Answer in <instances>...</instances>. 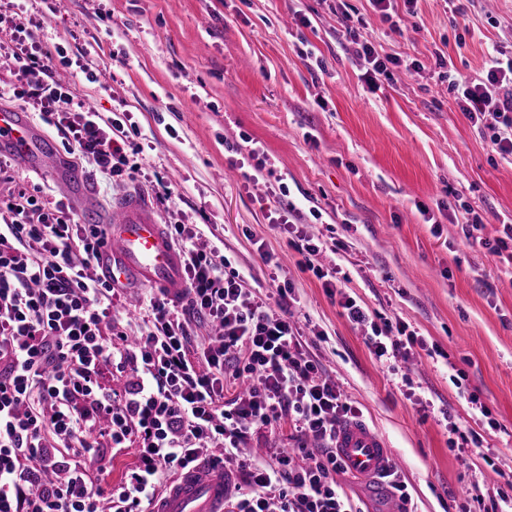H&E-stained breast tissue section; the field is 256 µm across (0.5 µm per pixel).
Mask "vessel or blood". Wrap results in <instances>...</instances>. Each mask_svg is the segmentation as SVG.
<instances>
[{"instance_id": "b4317fda", "label": "vessel or blood", "mask_w": 512, "mask_h": 512, "mask_svg": "<svg viewBox=\"0 0 512 512\" xmlns=\"http://www.w3.org/2000/svg\"><path fill=\"white\" fill-rule=\"evenodd\" d=\"M1 153L11 156L24 172H40L50 162L58 173L70 178L75 198L93 223L104 225L108 235L98 266L101 278L133 279L173 292L183 289L182 258L144 194L129 192L110 210H101L87 183L72 180L73 169L57 145L28 113L16 109H0ZM336 453L346 471L363 479H378L393 467L385 439L358 421L338 426ZM224 496L223 464L204 462L180 476L153 505L152 512H224Z\"/></svg>"}]
</instances>
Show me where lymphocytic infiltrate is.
I'll return each mask as SVG.
<instances>
[{"mask_svg":"<svg viewBox=\"0 0 512 512\" xmlns=\"http://www.w3.org/2000/svg\"><path fill=\"white\" fill-rule=\"evenodd\" d=\"M10 53L18 96L66 140L70 154L109 175L137 173L130 160L141 131L87 110L54 77L58 46L33 41L15 22ZM467 118L491 132L493 150L512 160V55L490 54L486 75L452 79ZM301 269L324 288L336 272L315 264L323 250L290 220ZM183 258L186 287L150 289L133 321L113 318L115 283L93 275L105 233L80 223L61 201L19 190L0 199V512H151L176 476L210 452L237 459L245 486L229 512H357L337 485L336 427L359 416L308 350L285 290L267 303L246 279L199 246L192 224L168 230ZM347 319L369 331L376 357L408 360L419 339L402 322L377 324L346 295ZM122 376L114 387V376ZM291 427L312 446L239 457L250 430ZM117 448L134 459L121 481L102 485Z\"/></svg>","mask_w":512,"mask_h":512,"instance_id":"lymphocytic-infiltrate-1","label":"lymphocytic infiltrate"}]
</instances>
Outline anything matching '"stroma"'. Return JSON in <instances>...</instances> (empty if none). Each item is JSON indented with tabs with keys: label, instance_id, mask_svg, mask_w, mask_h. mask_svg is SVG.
Instances as JSON below:
<instances>
[{
	"label": "stroma",
	"instance_id": "1",
	"mask_svg": "<svg viewBox=\"0 0 512 512\" xmlns=\"http://www.w3.org/2000/svg\"><path fill=\"white\" fill-rule=\"evenodd\" d=\"M344 3L353 28L402 62L376 91L334 0H0V17L30 19L36 38L62 49L55 75L103 117L140 127L135 179L79 166L100 205L141 191L161 223L197 225L263 300L292 288L300 326L323 333L310 352L386 440L405 486L383 500L337 473L359 512H487L490 497H512V269L488 247L512 223V162L460 111L448 79L480 78L491 48L512 52V0H418L397 25L369 0ZM246 142L267 157L255 181ZM165 175L166 202L153 188ZM26 183L72 200L49 167L1 170L0 196ZM284 198L298 229L327 244L318 260L337 268V289L376 322L417 332L409 362L377 360L337 298L297 266L270 222ZM471 210L480 244L462 230Z\"/></svg>",
	"mask_w": 512,
	"mask_h": 512
}]
</instances>
